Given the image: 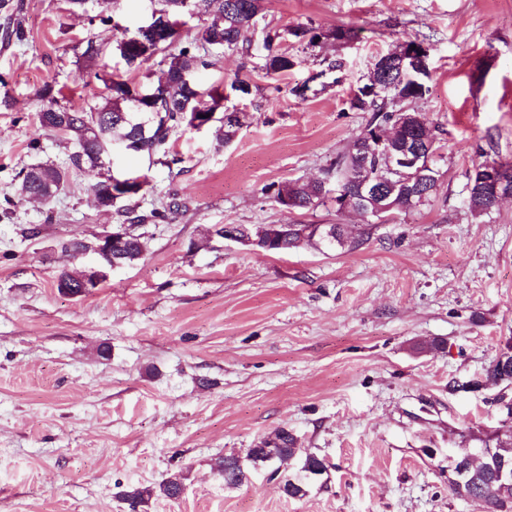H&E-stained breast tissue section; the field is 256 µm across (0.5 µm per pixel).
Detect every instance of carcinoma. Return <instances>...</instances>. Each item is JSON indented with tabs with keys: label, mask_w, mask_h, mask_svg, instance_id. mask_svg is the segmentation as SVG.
<instances>
[{
	"label": "carcinoma",
	"mask_w": 512,
	"mask_h": 512,
	"mask_svg": "<svg viewBox=\"0 0 512 512\" xmlns=\"http://www.w3.org/2000/svg\"><path fill=\"white\" fill-rule=\"evenodd\" d=\"M204 3V13L210 15V22L203 26L205 36L192 42L181 43L179 38L165 36L156 31L152 34H138L140 46L137 55L130 59L122 47H117L121 58L129 69L135 71L144 63L156 60L167 76L168 89L157 90L153 100L154 112L158 118L152 124L144 127L137 111L133 109V98L137 94L139 84L128 79H104L99 73L94 77L103 80L107 95L100 105L86 109H74L58 105L53 94V88L46 86L41 96L48 100L49 105L42 109L46 115H55L58 120L45 124L39 122L41 128L51 129L66 124L65 138L70 147L69 167L63 168L49 164H36L23 172L21 190L30 196L49 186L55 191H61L67 181L69 170H80L93 164L100 154L107 151L112 143L133 142L132 154L145 156L162 165L169 164L168 155L170 138L174 132L183 127H193V113L209 112L224 99L221 87L213 86L207 90L197 83L189 84L186 79L196 72L210 66L206 56L205 43L212 37L224 41V48L229 51L243 52L249 50L251 39L249 34L255 28L256 17L261 11L262 0H201ZM265 55L264 70L268 77L279 76L292 70L296 59L272 45V38L264 40ZM104 54L103 47L93 39L85 41L82 56L88 66H95L99 57ZM429 69L406 71L403 76L395 78V84L387 92L371 91L373 84L365 82L356 87L349 98V107L355 112H367L369 118L359 132V136L370 134L381 125L390 126V113L402 106H410L422 100L429 92ZM252 74L240 70L230 81V89L241 95L249 96V88L253 87ZM98 116L97 133L88 132L82 118ZM359 157L349 155L344 150L328 167L335 173L336 181L342 184V189L355 195L354 182L358 177L355 166ZM93 192L98 197L104 210H113L131 224L141 221L134 214V207L129 204L131 195L123 192L113 194L107 179L98 181L93 186ZM321 187L312 184H297L288 181V196L296 201L295 209H304L310 200L320 203ZM123 252L126 264L132 265L140 260L144 253V243L141 235L125 242ZM488 376L496 382L507 385L512 383V354L501 351L487 369ZM496 456L512 461V432L506 436L495 434L493 439ZM277 464L275 473L281 475L282 492L291 498H299L306 494L305 479L319 476L326 471L325 461L318 456L298 448L297 439L286 428H279L270 436L262 439L254 448L247 450L245 457L229 456L218 462V470L224 475V485L236 487L247 480L249 470ZM492 459L473 468L464 478V485L455 482L456 473H451L449 483L454 493L481 500L487 512H512V485L506 487L494 481L487 470ZM184 476L175 472L163 479L155 488H133L123 494V500L128 504L130 512H137L142 504L152 496H162L175 500L184 490Z\"/></svg>",
	"instance_id": "cac0c4a2"
}]
</instances>
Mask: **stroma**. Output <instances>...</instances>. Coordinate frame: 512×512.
<instances>
[{"label": "stroma", "mask_w": 512, "mask_h": 512, "mask_svg": "<svg viewBox=\"0 0 512 512\" xmlns=\"http://www.w3.org/2000/svg\"><path fill=\"white\" fill-rule=\"evenodd\" d=\"M262 5L249 53L210 47L199 78L252 72L251 95L224 102L240 114L236 139L178 130L169 167L114 155V173L147 177L134 200L145 252L81 296L57 288L69 263L58 244L120 218L95 206L94 172L71 171L47 204L22 195L21 173L68 161L67 141L38 122L45 86L78 108L107 93L84 70L85 40L106 45V73L159 79L154 62L131 73L114 51L150 0H118L111 24L97 22V0L0 7V512H129L125 491L175 472L181 497L142 512H484L449 488L448 457L512 429L500 405L512 385L486 375L512 342V197L473 217L464 178L512 159V0ZM299 25L322 39L300 47ZM339 26L348 42L331 38ZM268 35L299 60L274 79ZM404 40L429 54L416 109L438 146L430 202L372 226L331 205L279 207L267 187L323 177L366 122L352 90ZM302 83L303 100L292 93ZM222 224H343L363 243L269 253L214 237ZM281 427L327 464L305 496L286 497L270 466L225 487L218 461Z\"/></svg>", "instance_id": "obj_1"}]
</instances>
